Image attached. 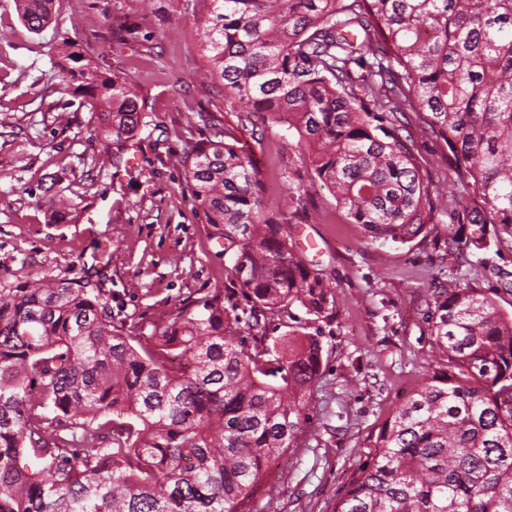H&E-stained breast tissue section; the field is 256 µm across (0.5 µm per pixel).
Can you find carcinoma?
Segmentation results:
<instances>
[{"mask_svg": "<svg viewBox=\"0 0 512 512\" xmlns=\"http://www.w3.org/2000/svg\"><path fill=\"white\" fill-rule=\"evenodd\" d=\"M52 5L21 0L24 23L42 29ZM202 44L224 111L295 132L366 237L407 244L443 211L459 248L488 249L491 224L512 235V0H210ZM68 56L99 135L132 140L145 118L133 83ZM199 118L214 138L179 165L237 245L251 317L321 315L329 284L265 205V132L228 142L220 119ZM413 124L448 147L454 182L422 174ZM251 328L216 292L146 346L87 282L0 275V512H250L304 435L322 365L320 336L251 349ZM431 333L439 369L388 417L333 512H512V315L450 277Z\"/></svg>", "mask_w": 512, "mask_h": 512, "instance_id": "obj_1", "label": "carcinoma"}]
</instances>
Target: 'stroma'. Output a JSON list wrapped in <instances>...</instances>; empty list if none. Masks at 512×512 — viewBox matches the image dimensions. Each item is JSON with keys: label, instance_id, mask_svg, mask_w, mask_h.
<instances>
[{"label": "stroma", "instance_id": "1", "mask_svg": "<svg viewBox=\"0 0 512 512\" xmlns=\"http://www.w3.org/2000/svg\"><path fill=\"white\" fill-rule=\"evenodd\" d=\"M207 0H55L53 18L34 32L18 0H0V274L47 273L90 282L112 307L114 323L149 338L180 309H196L221 290L225 304L246 308L224 248V227L195 209L192 186L172 157L213 131L199 113L222 114L237 136L251 113H224L209 90L201 26ZM125 22L123 41L113 20ZM77 52L107 75L131 80L147 104V126L127 142L125 166L110 165L97 135L98 115L59 93L56 73ZM260 156L272 211L287 214L296 250L329 283L333 304L309 314L300 305L254 324L250 344L316 333L322 366L299 447L271 463L250 512H333L362 448L390 413L435 370L442 354L432 314L449 275L494 298L512 314V236L464 253L447 243L448 216L401 245L368 242L306 155L276 126ZM72 200L60 213L49 199ZM312 198L319 220L294 217L292 198Z\"/></svg>", "mask_w": 512, "mask_h": 512}]
</instances>
